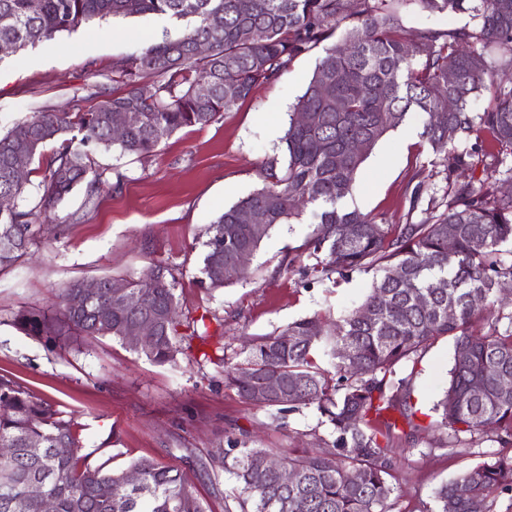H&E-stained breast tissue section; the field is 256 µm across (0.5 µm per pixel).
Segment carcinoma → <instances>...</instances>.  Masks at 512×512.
Segmentation results:
<instances>
[{"label": "carcinoma", "instance_id": "carcinoma-1", "mask_svg": "<svg viewBox=\"0 0 512 512\" xmlns=\"http://www.w3.org/2000/svg\"><path fill=\"white\" fill-rule=\"evenodd\" d=\"M466 0H0V41L18 52L58 33L77 30L109 16H161L185 24L176 38L165 37L127 58L117 68L128 90L93 108L36 112L0 137V269L27 254L40 231L39 218L77 186L92 199L105 185L117 188L125 175L96 165L92 152L116 147L147 158L177 130L203 128L247 99L259 84L271 83L299 56L323 49L304 93L298 98L282 138L283 168L270 166V183L239 199L209 227L201 283L225 287L221 265L245 249L255 253L279 224L309 215L313 230L306 243V273L330 280L353 270L373 273L363 304L330 325L318 315L253 339L244 360L225 371V386L255 401L254 390L277 377L286 396L257 405L278 412L313 405L330 425L333 441L299 454L279 457L295 475L258 470L253 461L272 457L269 448L233 442L224 456L208 461L233 480L224 490V512H391L397 461L380 438L391 424L384 415L407 404L415 363L442 337L464 348L454 358L448 387L437 404L438 426L446 429L438 447L464 451L466 441L493 433L512 445V310L502 304L482 336L470 332L472 317L490 308L499 288L512 284V258L501 246L512 241V164L496 169L493 181L455 177L474 167L472 155L449 149L476 129L485 131L499 152L512 155V88L496 84V68H512V0H471L473 29L426 28L405 36L401 9L423 13L464 9ZM351 21L344 44L329 45L336 27ZM258 30L257 40L249 32ZM209 53L196 54L198 44ZM501 50L492 66L476 44ZM456 77L448 84V71ZM331 84L332 97L322 88ZM206 84L209 94H199ZM490 104L479 115L470 104L482 95ZM136 112L139 121L119 139L111 115ZM442 112L445 125L434 122ZM423 118L422 137L447 161L448 194L428 199L427 217L397 226L379 224L358 209L339 203L351 194L355 174L378 142L405 123ZM310 116L304 123L301 117ZM58 143L44 171V192L36 204L17 200L26 183L12 180L15 155L27 165ZM360 141L359 153L349 144ZM115 182H110L107 173ZM266 214L262 231L249 227L248 214ZM454 236L448 248V235ZM81 307L69 305L83 293L75 283L61 293L60 316L19 315L17 324L35 336L75 333L120 341L128 325L149 318L159 326L150 347L134 351L158 365L172 364L193 339L207 333L177 334L175 277L169 267L150 266L127 280L121 305L109 304L110 279ZM11 412L0 416V512H206L180 472L152 460L134 461L138 485L125 469L91 466L92 453L63 412L17 381L0 377V401ZM470 439H464V436ZM65 452L59 453L57 449ZM357 479L352 481L349 474ZM39 484L42 496L29 494ZM512 492V456L491 454L435 492L436 512H473L494 493Z\"/></svg>", "mask_w": 512, "mask_h": 512}]
</instances>
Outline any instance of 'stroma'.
<instances>
[{
  "instance_id": "stroma-1",
  "label": "stroma",
  "mask_w": 512,
  "mask_h": 512,
  "mask_svg": "<svg viewBox=\"0 0 512 512\" xmlns=\"http://www.w3.org/2000/svg\"><path fill=\"white\" fill-rule=\"evenodd\" d=\"M170 26L155 16L108 17L72 33L0 58V135L38 111L68 112L75 101L90 107L124 91L117 67ZM322 49L296 58L271 84L210 125L184 128L138 160L119 150H98L101 166L125 176L120 191L87 199L77 188L51 213L28 253L0 271V375L10 376L64 411L86 441L92 464L122 469L140 458L177 467L196 488L206 512H224V472L207 481L197 461L219 455L230 442L288 453L321 446L330 428L315 407L274 414L224 385L226 365L241 362L249 339L317 313L340 318L366 298L368 273L317 282L293 259L312 227L275 226L252 256L245 278L213 291L201 284L208 228L224 208L260 189L265 168L282 159L289 114L312 76ZM420 116L390 131L356 174L344 205L398 225L421 220L410 209L414 187L423 196L448 189L446 163L422 136ZM167 265L176 280L178 333L207 329L175 364L156 365L109 337L32 336L20 329L23 311L58 309L63 288L103 277L140 276L151 264ZM455 346L444 337L430 346L412 372L417 429L399 411L396 433L385 438L398 460L392 512H433V492L486 458L505 452L492 441L469 451L436 448L443 431L434 404L450 379Z\"/></svg>"
}]
</instances>
